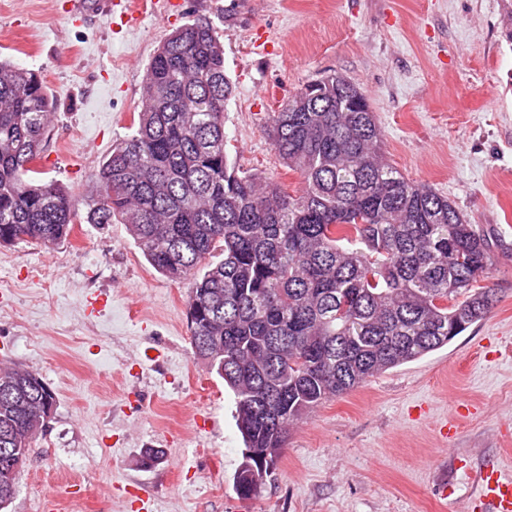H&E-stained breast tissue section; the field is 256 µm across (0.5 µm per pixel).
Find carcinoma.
Masks as SVG:
<instances>
[{
  "label": "carcinoma",
  "mask_w": 512,
  "mask_h": 512,
  "mask_svg": "<svg viewBox=\"0 0 512 512\" xmlns=\"http://www.w3.org/2000/svg\"><path fill=\"white\" fill-rule=\"evenodd\" d=\"M146 103L78 199L29 167L54 118L43 79L0 60V247L52 249L76 224L126 226L159 273L189 282L194 354L235 397L246 450L240 499L259 496L288 428L320 404L447 345L487 318L488 231L385 160L382 131L345 75L268 114L293 191L236 169L225 150L232 83L206 19L172 33L146 69ZM54 394L0 366V510L8 456L28 459Z\"/></svg>",
  "instance_id": "1"
}]
</instances>
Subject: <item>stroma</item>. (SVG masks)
<instances>
[{
	"mask_svg": "<svg viewBox=\"0 0 512 512\" xmlns=\"http://www.w3.org/2000/svg\"><path fill=\"white\" fill-rule=\"evenodd\" d=\"M0 0V57L41 75L55 117L39 176L85 195L143 107L147 65L197 18L224 43L227 152L298 184L264 131L331 72L366 94L387 160L493 229L498 302L447 346L294 424L259 497L239 499L234 395L194 355L188 288L125 225L79 224L53 249L0 247V362L55 395L8 512H470L472 473L512 478V0H181L168 21ZM162 450L152 468L139 460Z\"/></svg>",
	"mask_w": 512,
	"mask_h": 512,
	"instance_id": "stroma-1",
	"label": "stroma"
}]
</instances>
